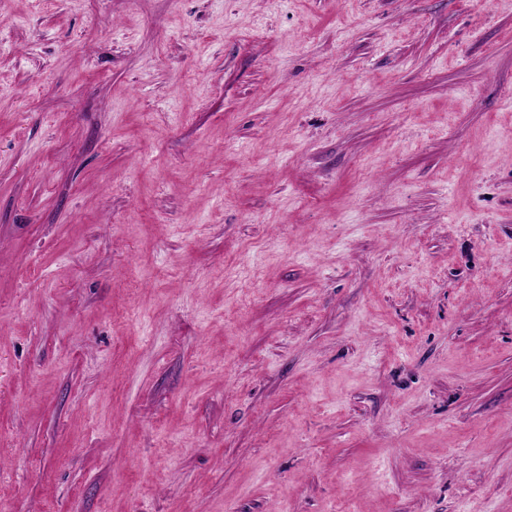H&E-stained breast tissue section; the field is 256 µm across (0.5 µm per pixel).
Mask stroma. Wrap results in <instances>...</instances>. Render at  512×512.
Masks as SVG:
<instances>
[{"instance_id":"stroma-1","label":"stroma","mask_w":512,"mask_h":512,"mask_svg":"<svg viewBox=\"0 0 512 512\" xmlns=\"http://www.w3.org/2000/svg\"><path fill=\"white\" fill-rule=\"evenodd\" d=\"M512 512V0H0V512Z\"/></svg>"}]
</instances>
